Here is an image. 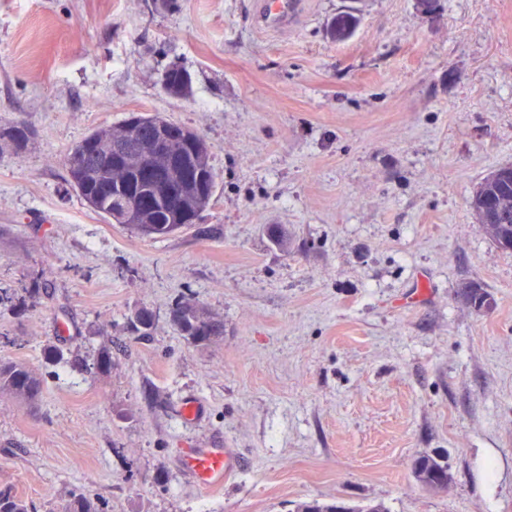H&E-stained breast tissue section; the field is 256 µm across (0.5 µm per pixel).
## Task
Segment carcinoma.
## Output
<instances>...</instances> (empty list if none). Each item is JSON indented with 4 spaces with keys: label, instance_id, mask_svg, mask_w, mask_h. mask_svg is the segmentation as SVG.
Returning a JSON list of instances; mask_svg holds the SVG:
<instances>
[{
    "label": "carcinoma",
    "instance_id": "obj_1",
    "mask_svg": "<svg viewBox=\"0 0 512 512\" xmlns=\"http://www.w3.org/2000/svg\"><path fill=\"white\" fill-rule=\"evenodd\" d=\"M360 17L348 11L331 19L327 25V34L335 42L349 38L357 26ZM95 139V149L87 151L82 142H77L64 158L68 182L72 189L109 224H120L134 233L149 238H164L183 229L187 224H179L174 219V211L166 204L152 198L143 203L137 213H132L134 197L126 189L135 177L136 157L151 152L152 141L148 132L130 131L126 122L116 126L97 129L91 132ZM27 128L16 125L0 128V147L15 153L23 151L29 142ZM131 140L133 154L127 162L113 165L110 169H100V158L112 152V144ZM494 199L498 211V223L490 225L485 233L491 242L508 240L512 242V174L508 177L488 175L468 199V206L476 218H481L489 199ZM459 294L469 302L494 304L493 299L482 287L473 281H464L457 285ZM173 323L181 335L197 346H207L224 335V321L197 304L184 303L176 306L172 314ZM43 377L39 369L25 362L0 361V394L33 403L40 396ZM416 480L426 485L437 475L448 479V469L436 458L423 456L415 464ZM336 502H321L317 499L299 504L297 512H336ZM0 512H29L25 500L10 488H0ZM64 512H102L98 498L89 492L73 494L64 508Z\"/></svg>",
    "mask_w": 512,
    "mask_h": 512
}]
</instances>
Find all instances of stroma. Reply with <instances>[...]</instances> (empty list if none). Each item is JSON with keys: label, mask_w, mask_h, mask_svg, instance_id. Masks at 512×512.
I'll return each instance as SVG.
<instances>
[{"label": "stroma", "mask_w": 512, "mask_h": 512, "mask_svg": "<svg viewBox=\"0 0 512 512\" xmlns=\"http://www.w3.org/2000/svg\"><path fill=\"white\" fill-rule=\"evenodd\" d=\"M353 4L354 35L332 41ZM174 65L187 97L162 89ZM133 112L208 142L192 229L142 237L69 191L65 155ZM14 124L31 139L0 151V360L45 382L34 404L0 397V488L30 512L81 490L103 512H512V252L468 206L512 165V0H301L280 32L255 0H0ZM184 299L223 317L221 339L180 335ZM183 448L240 468L202 489ZM422 456L444 490L416 481ZM359 22L360 17L358 13H354V11L342 13L333 17L328 23L327 34L332 41H344L354 33ZM416 480L421 485L429 484L436 478L437 474H442L445 484H448V469L436 458L430 456L420 457L414 468Z\"/></svg>", "instance_id": "stroma-1"}]
</instances>
